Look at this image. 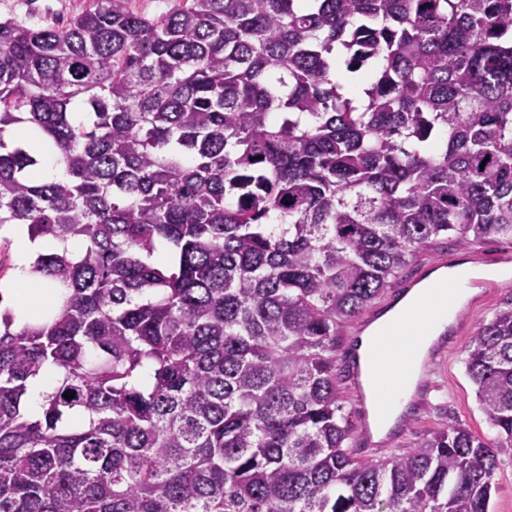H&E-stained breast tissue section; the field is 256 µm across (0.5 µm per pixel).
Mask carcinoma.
I'll list each match as a JSON object with an SVG mask.
<instances>
[{"label":"carcinoma","mask_w":512,"mask_h":512,"mask_svg":"<svg viewBox=\"0 0 512 512\" xmlns=\"http://www.w3.org/2000/svg\"><path fill=\"white\" fill-rule=\"evenodd\" d=\"M11 125L64 175L0 137V225L81 247L33 263L53 315L0 311V512H489L512 456V306L467 346L491 442L456 423L358 458L336 350L438 238L512 242V0L7 18ZM59 377L57 370L49 368L29 381L26 407L31 416L39 417L41 415L42 395L53 390Z\"/></svg>","instance_id":"1"}]
</instances>
